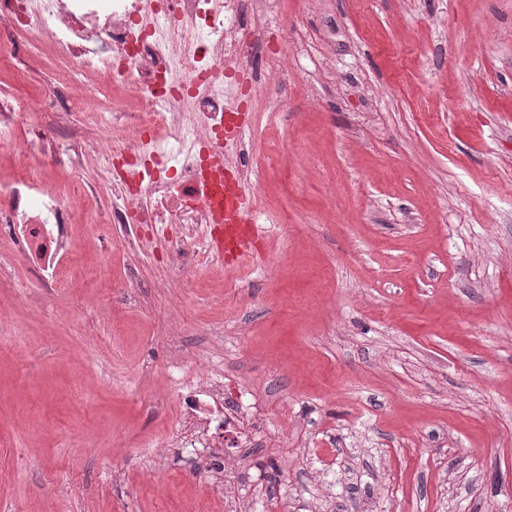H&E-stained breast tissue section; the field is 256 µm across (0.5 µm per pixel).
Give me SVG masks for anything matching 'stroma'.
Here are the masks:
<instances>
[{"instance_id":"35a3bbf8","label":"stroma","mask_w":512,"mask_h":512,"mask_svg":"<svg viewBox=\"0 0 512 512\" xmlns=\"http://www.w3.org/2000/svg\"><path fill=\"white\" fill-rule=\"evenodd\" d=\"M263 30L287 93L224 85L250 261L170 280L155 229L102 233L130 292L20 256L39 304L0 323V512H512V0H268ZM205 372L261 408L227 486L174 436Z\"/></svg>"}]
</instances>
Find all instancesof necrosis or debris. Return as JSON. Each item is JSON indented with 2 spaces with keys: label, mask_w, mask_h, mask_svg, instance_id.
Returning a JSON list of instances; mask_svg holds the SVG:
<instances>
[{
  "label": "necrosis or debris",
  "mask_w": 512,
  "mask_h": 512,
  "mask_svg": "<svg viewBox=\"0 0 512 512\" xmlns=\"http://www.w3.org/2000/svg\"><path fill=\"white\" fill-rule=\"evenodd\" d=\"M263 0H0V66L18 65L36 44L68 74L40 94H0V266L28 243L46 286L83 270L72 241L79 226L121 230L128 247L140 225L167 240L166 268L183 279L202 263L196 229L215 223L207 196L213 148L235 126L224 100L227 72L252 83L272 76L249 20ZM84 128H66L75 109ZM182 402L178 437L224 455L252 446L256 407L200 380Z\"/></svg>",
  "instance_id": "4bbe7bcc"
}]
</instances>
